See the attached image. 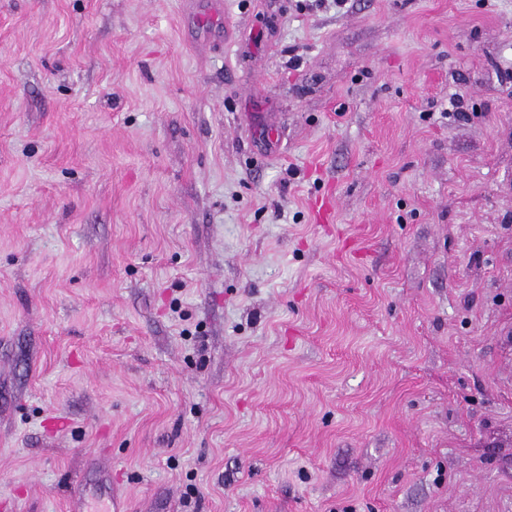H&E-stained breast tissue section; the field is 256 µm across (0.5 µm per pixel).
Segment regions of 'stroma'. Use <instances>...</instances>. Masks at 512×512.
Wrapping results in <instances>:
<instances>
[{"label":"stroma","instance_id":"obj_1","mask_svg":"<svg viewBox=\"0 0 512 512\" xmlns=\"http://www.w3.org/2000/svg\"><path fill=\"white\" fill-rule=\"evenodd\" d=\"M116 495L512 512V0H0V512Z\"/></svg>","mask_w":512,"mask_h":512}]
</instances>
